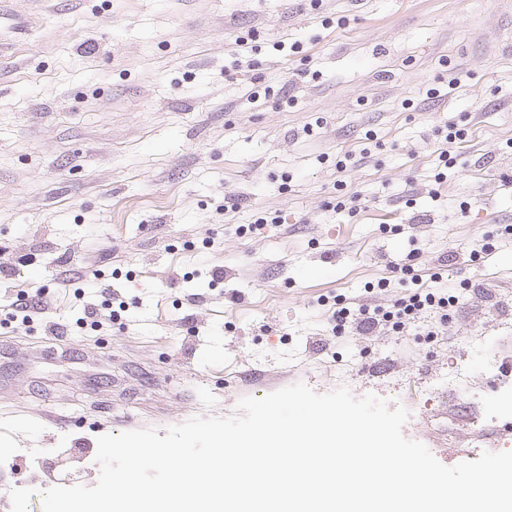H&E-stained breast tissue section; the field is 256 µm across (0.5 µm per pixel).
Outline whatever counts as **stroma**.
<instances>
[{
    "label": "stroma",
    "mask_w": 512,
    "mask_h": 512,
    "mask_svg": "<svg viewBox=\"0 0 512 512\" xmlns=\"http://www.w3.org/2000/svg\"><path fill=\"white\" fill-rule=\"evenodd\" d=\"M0 10V512L15 488L42 512L65 469L41 449L80 456L92 486L98 436L232 416L298 382L404 406V435L446 466L479 458L477 431L512 450L494 390L512 383V55L483 37L494 0ZM439 270L446 326L337 332L336 304L388 306ZM78 280L121 303L103 327L81 324ZM38 289L42 308L15 312ZM488 359L461 398L449 377Z\"/></svg>",
    "instance_id": "obj_1"
}]
</instances>
